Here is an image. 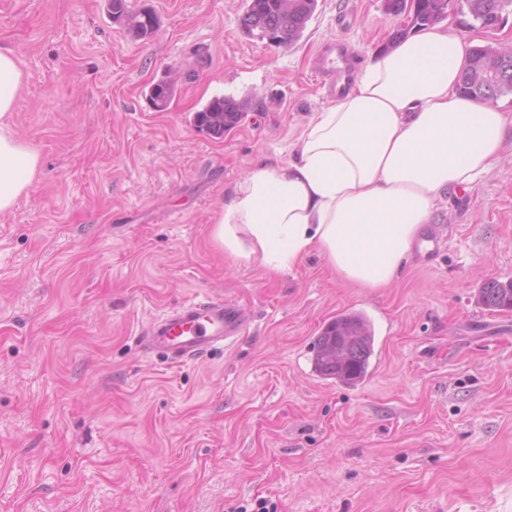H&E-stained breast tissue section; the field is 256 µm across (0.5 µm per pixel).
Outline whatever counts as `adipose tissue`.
<instances>
[{
    "mask_svg": "<svg viewBox=\"0 0 512 512\" xmlns=\"http://www.w3.org/2000/svg\"><path fill=\"white\" fill-rule=\"evenodd\" d=\"M468 65L461 37L438 26L372 55L353 89L303 130L294 159L256 164L225 196L214 243L274 273L317 252L347 282L388 286L437 200L479 182L512 135L503 112L459 92ZM23 84L17 52L0 49V212L40 166L10 124Z\"/></svg>",
    "mask_w": 512,
    "mask_h": 512,
    "instance_id": "obj_1",
    "label": "adipose tissue"
}]
</instances>
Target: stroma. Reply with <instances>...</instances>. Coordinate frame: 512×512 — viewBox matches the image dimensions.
I'll return each instance as SVG.
<instances>
[{"mask_svg": "<svg viewBox=\"0 0 512 512\" xmlns=\"http://www.w3.org/2000/svg\"><path fill=\"white\" fill-rule=\"evenodd\" d=\"M127 2L154 10L150 37L107 0H0L25 74L13 128L40 155L0 212V512H512V311L477 302L512 280V137L437 202L431 264L407 259L381 289L316 253L270 276L215 247V211L331 105L319 46L366 64L406 15L318 0L278 48L242 31L245 0ZM168 76L158 112L148 91ZM223 96L250 106L216 139L193 115ZM205 296L236 301L249 332L180 365L145 352L152 321ZM353 310L377 342L349 387L313 360Z\"/></svg>", "mask_w": 512, "mask_h": 512, "instance_id": "1", "label": "stroma"}]
</instances>
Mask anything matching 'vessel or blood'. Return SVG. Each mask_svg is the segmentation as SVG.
Segmentation results:
<instances>
[{
	"mask_svg": "<svg viewBox=\"0 0 512 512\" xmlns=\"http://www.w3.org/2000/svg\"><path fill=\"white\" fill-rule=\"evenodd\" d=\"M314 72L334 93L344 92L351 76L347 53L339 46H326L318 55ZM250 320L232 301L206 297L185 302L168 311L145 331L146 350L179 364L235 341L245 334Z\"/></svg>",
	"mask_w": 512,
	"mask_h": 512,
	"instance_id": "b4317fda",
	"label": "vessel or blood"
}]
</instances>
